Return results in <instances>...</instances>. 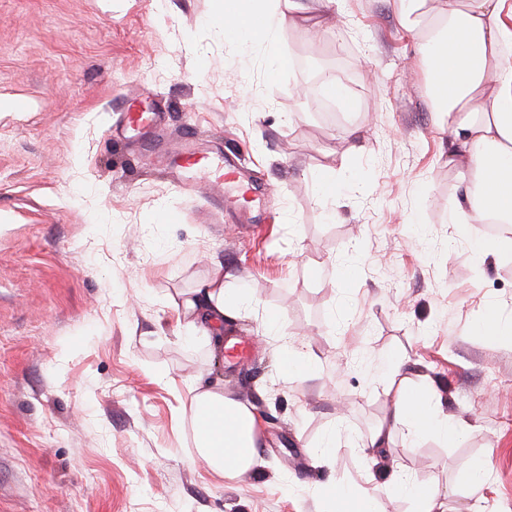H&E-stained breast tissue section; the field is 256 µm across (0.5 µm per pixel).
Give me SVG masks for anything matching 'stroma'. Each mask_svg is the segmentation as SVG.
Wrapping results in <instances>:
<instances>
[{"mask_svg": "<svg viewBox=\"0 0 512 512\" xmlns=\"http://www.w3.org/2000/svg\"><path fill=\"white\" fill-rule=\"evenodd\" d=\"M297 2L271 77L260 44L239 57L211 26L215 0H0V512H330L325 481L393 472L446 512H512V338L474 326L488 300L512 314V253L483 262L454 237L460 176L393 0ZM340 60L355 107L329 114ZM134 99L173 137L242 150L265 222L203 223L209 188L143 167L121 122ZM217 264L257 299L224 320L239 358L185 340L168 305ZM288 343L315 364L294 382ZM385 354L434 384L464 439L400 425L368 448L392 402ZM198 380L255 412L260 466L221 480L197 460Z\"/></svg>", "mask_w": 512, "mask_h": 512, "instance_id": "obj_1", "label": "stroma"}]
</instances>
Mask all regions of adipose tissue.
<instances>
[{
	"instance_id": "ef3b65f1",
	"label": "adipose tissue",
	"mask_w": 512,
	"mask_h": 512,
	"mask_svg": "<svg viewBox=\"0 0 512 512\" xmlns=\"http://www.w3.org/2000/svg\"><path fill=\"white\" fill-rule=\"evenodd\" d=\"M505 2L394 0L402 26L417 37L428 63V96L440 124L448 128V158L459 168L462 190L448 206L449 222L483 261L512 250L511 238L477 237L471 231L472 223L489 218L512 223V64L500 60L502 48L512 44V27L502 18ZM296 9L294 0H223L210 23L243 56L262 40L273 76L286 64L273 33L298 23ZM251 304L250 295L225 282L219 265L173 308L212 331L220 346L225 317ZM379 368L392 406L372 432L371 447H387L399 424L416 439L455 442L466 436L467 426L450 423L440 409L433 384L413 385L392 357L382 358ZM192 393L189 411L200 461L222 477L254 468L259 461L254 412L220 388L196 387ZM381 490L410 498L413 512H442L437 491L409 476L393 475Z\"/></svg>"
}]
</instances>
